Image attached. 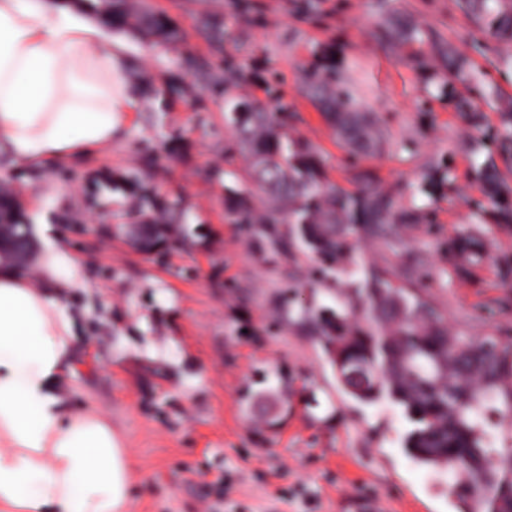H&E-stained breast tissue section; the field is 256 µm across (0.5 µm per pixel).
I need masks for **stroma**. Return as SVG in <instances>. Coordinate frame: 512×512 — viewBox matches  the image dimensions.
<instances>
[{"instance_id": "stroma-1", "label": "stroma", "mask_w": 512, "mask_h": 512, "mask_svg": "<svg viewBox=\"0 0 512 512\" xmlns=\"http://www.w3.org/2000/svg\"><path fill=\"white\" fill-rule=\"evenodd\" d=\"M166 16L184 50L242 64L240 95L279 97L289 138L312 145L327 180L392 196L417 214L393 241L356 236L333 278H314L303 245L273 254L226 218L214 172L246 176L223 101L175 52L125 40L128 76L148 78L122 137L42 170L17 166L0 143V186L27 187L23 214L79 262L73 370L61 386L75 409L109 417L129 448V512H458L444 484L402 451L399 407L344 391L312 330L316 311L360 302L371 276L426 302L450 332L512 345V42L489 37L457 0H141ZM233 37L216 49L201 20ZM451 47L473 67L448 76ZM336 72L385 136L352 156L306 94L310 74ZM182 93H164L171 81ZM160 157L151 186L175 205L172 241L145 254L129 242L136 194L120 184ZM50 225L42 238L41 225ZM469 231L463 254L452 242ZM235 483L224 495L219 478Z\"/></svg>"}]
</instances>
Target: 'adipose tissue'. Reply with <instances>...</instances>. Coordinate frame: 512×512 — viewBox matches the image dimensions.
<instances>
[{
	"label": "adipose tissue",
	"instance_id": "ef3b65f1",
	"mask_svg": "<svg viewBox=\"0 0 512 512\" xmlns=\"http://www.w3.org/2000/svg\"><path fill=\"white\" fill-rule=\"evenodd\" d=\"M53 0H0V142L41 169L110 145L136 97L123 44ZM47 288L0 262V512H129V450L112 422L59 391L74 358L72 317L57 297L78 263L48 247Z\"/></svg>",
	"mask_w": 512,
	"mask_h": 512
}]
</instances>
